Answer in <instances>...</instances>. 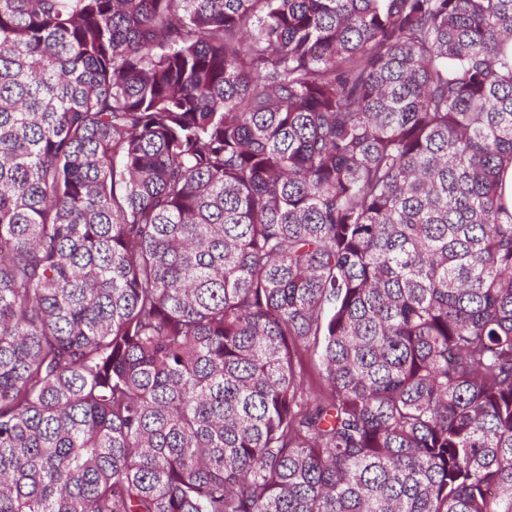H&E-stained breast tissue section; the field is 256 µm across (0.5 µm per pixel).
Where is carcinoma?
I'll list each match as a JSON object with an SVG mask.
<instances>
[{"instance_id":"1","label":"carcinoma","mask_w":512,"mask_h":512,"mask_svg":"<svg viewBox=\"0 0 512 512\" xmlns=\"http://www.w3.org/2000/svg\"><path fill=\"white\" fill-rule=\"evenodd\" d=\"M507 164L512 0H0V512H512Z\"/></svg>"}]
</instances>
